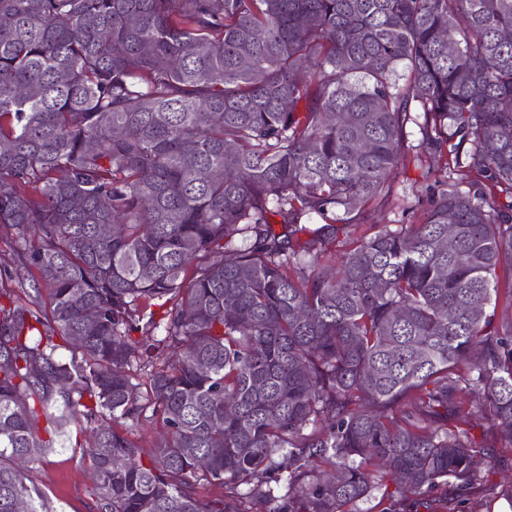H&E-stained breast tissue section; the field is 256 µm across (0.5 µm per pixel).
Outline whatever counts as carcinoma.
Wrapping results in <instances>:
<instances>
[{"label": "carcinoma", "instance_id": "cac0c4a2", "mask_svg": "<svg viewBox=\"0 0 512 512\" xmlns=\"http://www.w3.org/2000/svg\"><path fill=\"white\" fill-rule=\"evenodd\" d=\"M504 30L512 0H0V241L51 299L0 288V512H52L16 457L74 429L96 512H347L378 466L461 504L511 464L512 320L487 311L512 275ZM412 152L448 168L423 220L368 223ZM160 326L146 463L125 368Z\"/></svg>", "mask_w": 512, "mask_h": 512}]
</instances>
